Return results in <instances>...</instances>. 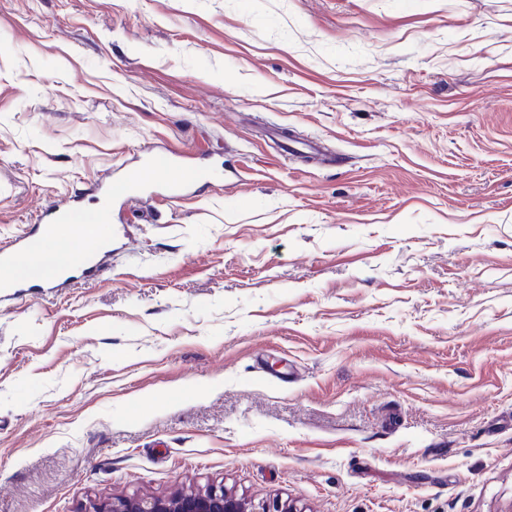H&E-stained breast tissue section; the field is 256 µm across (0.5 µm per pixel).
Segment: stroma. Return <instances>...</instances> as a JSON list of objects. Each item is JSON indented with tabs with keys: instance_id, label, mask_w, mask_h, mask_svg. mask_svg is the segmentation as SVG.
I'll return each mask as SVG.
<instances>
[{
	"instance_id": "35a3bbf8",
	"label": "stroma",
	"mask_w": 512,
	"mask_h": 512,
	"mask_svg": "<svg viewBox=\"0 0 512 512\" xmlns=\"http://www.w3.org/2000/svg\"><path fill=\"white\" fill-rule=\"evenodd\" d=\"M77 191L105 273L0 298V512H512V0H0V241ZM184 157L181 153L174 150H167L162 153H150L144 163L130 171L125 181L116 182L113 185V196L117 198H124L126 202L138 198L140 193L149 192L157 193V195H165L167 197H177L184 185L193 183L201 179L203 173L197 168L183 164V176L181 180L166 182L164 184L153 183V173L168 170L174 166L177 158ZM76 512H305L289 500L273 499L258 509L224 483L181 487L162 495L132 494L91 499Z\"/></svg>"
}]
</instances>
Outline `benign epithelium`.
Instances as JSON below:
<instances>
[{
  "instance_id": "obj_1",
  "label": "benign epithelium",
  "mask_w": 512,
  "mask_h": 512,
  "mask_svg": "<svg viewBox=\"0 0 512 512\" xmlns=\"http://www.w3.org/2000/svg\"><path fill=\"white\" fill-rule=\"evenodd\" d=\"M75 512H302L291 501L274 499L254 508L224 483L181 487L170 493L132 494L91 499Z\"/></svg>"
}]
</instances>
